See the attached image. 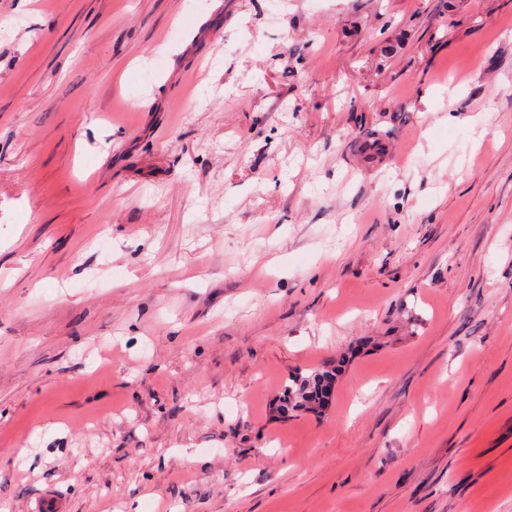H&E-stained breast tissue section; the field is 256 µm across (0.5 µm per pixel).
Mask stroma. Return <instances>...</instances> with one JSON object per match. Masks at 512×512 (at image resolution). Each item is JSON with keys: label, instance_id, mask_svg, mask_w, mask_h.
Returning <instances> with one entry per match:
<instances>
[{"label": "stroma", "instance_id": "stroma-1", "mask_svg": "<svg viewBox=\"0 0 512 512\" xmlns=\"http://www.w3.org/2000/svg\"><path fill=\"white\" fill-rule=\"evenodd\" d=\"M49 489L512 512V0H0V512ZM340 366L316 370L309 375L297 373L281 387L275 400L274 411L281 417L303 412L315 411L320 408L318 399L325 396L329 399Z\"/></svg>", "mask_w": 512, "mask_h": 512}]
</instances>
